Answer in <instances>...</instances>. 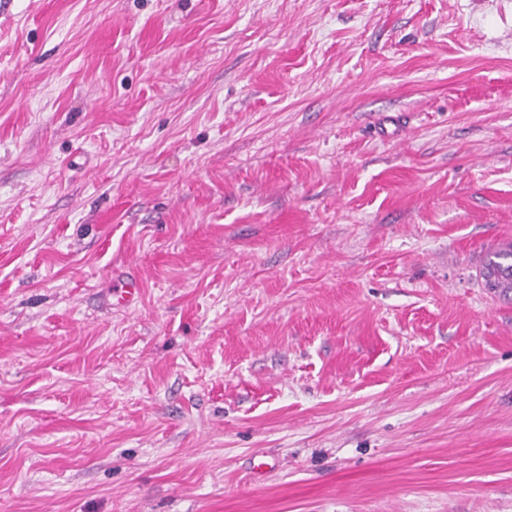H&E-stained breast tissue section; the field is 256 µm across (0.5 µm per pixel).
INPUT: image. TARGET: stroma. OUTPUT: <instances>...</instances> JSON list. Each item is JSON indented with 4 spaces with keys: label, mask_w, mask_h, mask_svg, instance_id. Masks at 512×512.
Wrapping results in <instances>:
<instances>
[{
    "label": "stroma",
    "mask_w": 512,
    "mask_h": 512,
    "mask_svg": "<svg viewBox=\"0 0 512 512\" xmlns=\"http://www.w3.org/2000/svg\"><path fill=\"white\" fill-rule=\"evenodd\" d=\"M504 241L512 0H6L0 512H512ZM480 275L489 290L505 297L512 293V244L490 251ZM139 284L136 280H126L112 284L110 305L114 308L131 310L139 298Z\"/></svg>",
    "instance_id": "obj_1"
}]
</instances>
